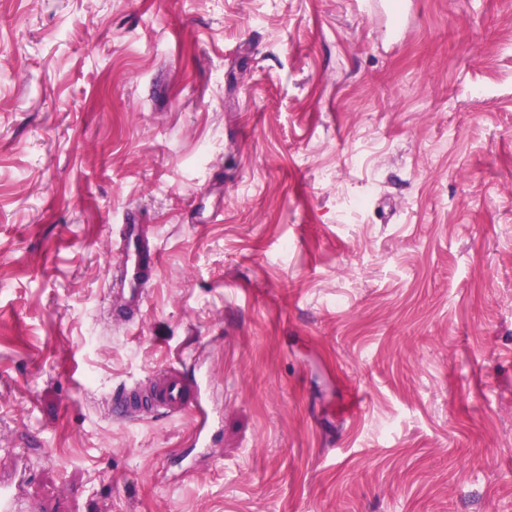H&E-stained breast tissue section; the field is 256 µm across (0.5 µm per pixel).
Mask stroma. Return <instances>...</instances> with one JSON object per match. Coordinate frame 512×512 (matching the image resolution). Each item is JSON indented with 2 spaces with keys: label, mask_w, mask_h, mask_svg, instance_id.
Wrapping results in <instances>:
<instances>
[{
  "label": "stroma",
  "mask_w": 512,
  "mask_h": 512,
  "mask_svg": "<svg viewBox=\"0 0 512 512\" xmlns=\"http://www.w3.org/2000/svg\"><path fill=\"white\" fill-rule=\"evenodd\" d=\"M409 3L394 39L363 0H0V478L41 512H512V0ZM172 363L209 454L111 409ZM158 255V247L156 244H144L143 250L136 249L131 253L126 246L122 255L124 266L126 267V277L134 290L128 302L136 305L144 293L145 288L151 278V269L155 264Z\"/></svg>",
  "instance_id": "stroma-1"
}]
</instances>
